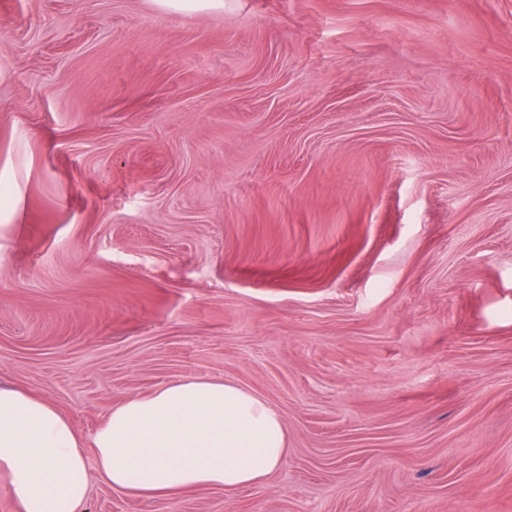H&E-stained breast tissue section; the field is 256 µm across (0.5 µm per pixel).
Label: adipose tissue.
I'll return each mask as SVG.
<instances>
[{"mask_svg": "<svg viewBox=\"0 0 512 512\" xmlns=\"http://www.w3.org/2000/svg\"><path fill=\"white\" fill-rule=\"evenodd\" d=\"M287 454L281 414L221 378L179 379L128 397L87 445L56 407L0 386V468L10 473L22 512H80L93 466L112 488L163 496L264 486Z\"/></svg>", "mask_w": 512, "mask_h": 512, "instance_id": "ef3b65f1", "label": "adipose tissue"}]
</instances>
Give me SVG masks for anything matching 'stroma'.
<instances>
[{
  "label": "stroma",
  "mask_w": 512,
  "mask_h": 512,
  "mask_svg": "<svg viewBox=\"0 0 512 512\" xmlns=\"http://www.w3.org/2000/svg\"><path fill=\"white\" fill-rule=\"evenodd\" d=\"M190 377L282 466L85 512H512V0H0V384ZM165 11L173 13H203L223 10V0H156Z\"/></svg>",
  "instance_id": "obj_1"
}]
</instances>
